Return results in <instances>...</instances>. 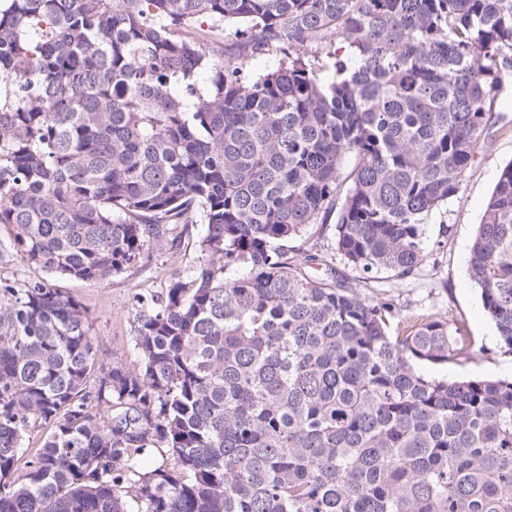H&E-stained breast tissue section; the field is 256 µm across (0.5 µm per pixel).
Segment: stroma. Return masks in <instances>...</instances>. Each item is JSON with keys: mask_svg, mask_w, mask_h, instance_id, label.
I'll list each match as a JSON object with an SVG mask.
<instances>
[{"mask_svg": "<svg viewBox=\"0 0 512 512\" xmlns=\"http://www.w3.org/2000/svg\"><path fill=\"white\" fill-rule=\"evenodd\" d=\"M497 112L502 119L476 150L458 194L426 226L428 256L407 278L375 273L364 291L372 301L392 300L403 312L430 314L448 322L465 321L481 349L471 359L444 366L421 365L432 377L511 378L512 353L502 347L497 329L486 315L480 294L470 281L471 240L501 167L512 161V72L503 75ZM199 224L171 225L169 234L179 245L151 252L132 268L103 283L48 277L29 264L20 252L0 250V282L43 281L72 295L90 312V333L104 361L134 364L131 338L138 296L161 292L174 276L190 273L196 262Z\"/></svg>", "mask_w": 512, "mask_h": 512, "instance_id": "obj_1", "label": "stroma"}]
</instances>
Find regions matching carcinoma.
I'll return each instance as SVG.
<instances>
[{"mask_svg":"<svg viewBox=\"0 0 512 512\" xmlns=\"http://www.w3.org/2000/svg\"><path fill=\"white\" fill-rule=\"evenodd\" d=\"M509 70L512 0H0L10 245L103 283L204 225L132 367L75 298L0 288V512H512V379L420 373L465 323L294 248L333 220L351 269L410 274ZM468 272L512 352V161Z\"/></svg>","mask_w":512,"mask_h":512,"instance_id":"carcinoma-1","label":"carcinoma"}]
</instances>
